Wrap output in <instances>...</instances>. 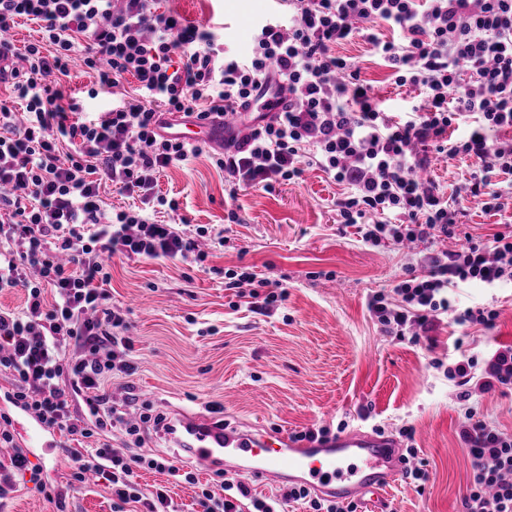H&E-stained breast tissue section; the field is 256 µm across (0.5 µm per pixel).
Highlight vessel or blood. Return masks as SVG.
<instances>
[{
	"label": "vessel or blood",
	"instance_id": "obj_1",
	"mask_svg": "<svg viewBox=\"0 0 512 512\" xmlns=\"http://www.w3.org/2000/svg\"><path fill=\"white\" fill-rule=\"evenodd\" d=\"M169 427L173 447L195 468L220 466L265 485L285 481L345 503L386 488L405 465L397 441L374 432H342L325 443L297 442L282 433L244 430L187 412Z\"/></svg>",
	"mask_w": 512,
	"mask_h": 512
}]
</instances>
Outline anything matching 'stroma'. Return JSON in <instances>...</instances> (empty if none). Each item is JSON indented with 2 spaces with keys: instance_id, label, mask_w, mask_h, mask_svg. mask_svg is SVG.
I'll list each match as a JSON object with an SVG mask.
<instances>
[{
  "instance_id": "obj_1",
  "label": "stroma",
  "mask_w": 512,
  "mask_h": 512,
  "mask_svg": "<svg viewBox=\"0 0 512 512\" xmlns=\"http://www.w3.org/2000/svg\"><path fill=\"white\" fill-rule=\"evenodd\" d=\"M186 18L210 23L227 50L246 55L257 24L274 10V0H162ZM382 106L401 112L415 92L393 83L389 71L362 38L338 45ZM160 194L175 199L192 227L225 226L223 246L204 264L143 258L113 259L108 292L127 315L132 375L108 376L113 397H130L174 415L175 411L248 421L268 432L293 434L326 426L368 430L381 426L397 436L413 430L411 447L428 479L423 488L397 478L380 498H364L358 512H460L471 477L470 459L458 439L464 421L456 389L432 359L458 350L483 356L493 344H512V285L460 290L463 305L497 308L488 334L460 340L455 327L440 324L436 345L427 348L383 335L367 310L368 296L389 287L419 255L364 243L354 228L342 227L336 199L343 188L321 170L277 184L274 191L224 189V174L208 155L165 170ZM239 223H226L228 211ZM251 272L280 281L288 299L264 313L225 288L224 274ZM14 378L0 372V412L12 420L13 443L0 444V458L23 450L41 471V484L21 480L0 498V512H56L43 487L65 486V512H116L112 489L98 479L69 487L67 436L58 444L36 445L27 433L34 419L2 400ZM144 491L162 485L178 512H195L196 490L153 470H140Z\"/></svg>"
}]
</instances>
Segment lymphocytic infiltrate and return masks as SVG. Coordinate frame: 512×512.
Returning <instances> with one entry per match:
<instances>
[{
    "label": "lymphocytic infiltrate",
    "instance_id": "obj_1",
    "mask_svg": "<svg viewBox=\"0 0 512 512\" xmlns=\"http://www.w3.org/2000/svg\"><path fill=\"white\" fill-rule=\"evenodd\" d=\"M256 28L249 55L228 54L211 27L161 10L159 0H0V80L25 103L17 118L0 99V289L26 292L21 310L0 309V370L18 383L11 399L49 428L67 433L71 480L86 473L109 483L113 496L145 512H177L166 489L144 494L140 470L183 475L174 458L143 455L144 425L162 415L130 420L124 406L101 387L118 371L131 372L123 337L124 316L112 309L107 286L112 257L204 262L205 242L223 233H187L152 221L144 204L177 211V201L156 193L160 170L200 156L204 147L180 140L174 119L223 117L274 99L283 111L261 112L252 124L225 127L215 156L230 190L273 191L302 175L326 173L345 191L336 200L341 223L356 227L374 246L435 244L458 238L454 250L427 253L419 272L372 294L367 308L381 331L420 342L443 316L463 333L494 328L499 312L461 306L464 285L494 288L512 283V229L473 237L465 203L487 210L512 205V0H283ZM38 23L41 43L16 52L7 34L17 19ZM371 44L396 85L419 89L422 103L387 112L360 78L336 56V45L354 37ZM98 74L89 97L136 79L134 94L94 117L79 118L80 104L53 87L73 61ZM459 125L457 139L448 129ZM465 155L472 177L447 199L442 187L418 172L431 153ZM141 206L103 217L102 180ZM237 297L266 310L287 300L276 280L244 272L231 282ZM458 388L467 408L458 433L471 461L470 489L462 512H512V436L478 416L470 401L494 387L512 389V345L484 357L459 353L450 364L434 360ZM83 403L85 418L74 415ZM123 428L128 446L100 442L79 450L98 433ZM222 496L202 490L201 512H280L299 502L309 512H356L355 504L314 497L289 486L279 497L251 498L243 475L228 474Z\"/></svg>",
    "mask_w": 512,
    "mask_h": 512
}]
</instances>
